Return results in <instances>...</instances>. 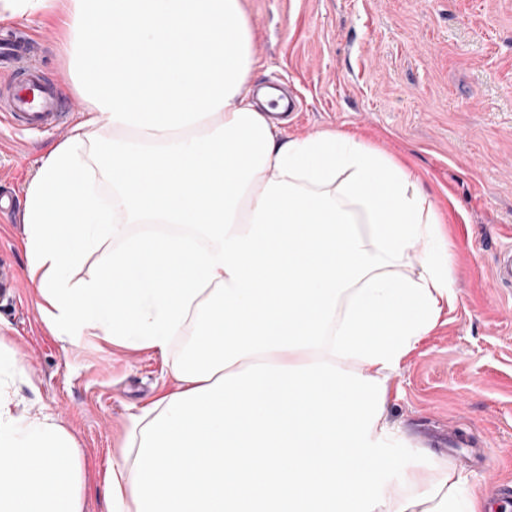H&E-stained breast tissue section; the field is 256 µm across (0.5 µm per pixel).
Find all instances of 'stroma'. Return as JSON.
I'll return each instance as SVG.
<instances>
[{"mask_svg":"<svg viewBox=\"0 0 512 512\" xmlns=\"http://www.w3.org/2000/svg\"><path fill=\"white\" fill-rule=\"evenodd\" d=\"M254 29V82L282 78L306 110L285 122L288 135L339 130L363 138L409 167L439 212L448 240L454 303L391 378L385 422L396 467L382 484L399 486L407 469L428 464L425 430L466 434L494 472L468 460L462 499L487 502L490 475L512 479V288L491 271L512 242V0H242ZM38 46L61 97H74L55 16L12 20ZM60 129L17 143L0 123V179L26 188ZM25 227L0 214V265L13 268L16 291L0 295V344L14 350L25 376L6 391L14 411L51 416L75 438L86 483L85 512H108L102 478L125 449L133 420L178 383L171 359L91 337L62 342L43 322L26 276Z\"/></svg>","mask_w":512,"mask_h":512,"instance_id":"obj_1","label":"stroma"}]
</instances>
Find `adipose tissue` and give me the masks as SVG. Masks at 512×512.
I'll return each mask as SVG.
<instances>
[{
  "instance_id": "adipose-tissue-1",
  "label": "adipose tissue",
  "mask_w": 512,
  "mask_h": 512,
  "mask_svg": "<svg viewBox=\"0 0 512 512\" xmlns=\"http://www.w3.org/2000/svg\"><path fill=\"white\" fill-rule=\"evenodd\" d=\"M56 10L87 117L24 195L37 307L70 344L182 345L111 512H474L447 460L378 480L391 376L455 296L414 175L269 122L241 0H0V21ZM83 485L74 437L0 393V512H84Z\"/></svg>"
}]
</instances>
